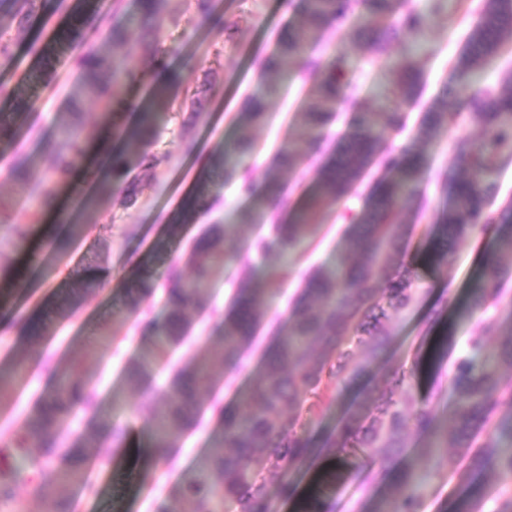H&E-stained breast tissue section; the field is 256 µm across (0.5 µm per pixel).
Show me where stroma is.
<instances>
[{
  "label": "stroma",
  "instance_id": "stroma-1",
  "mask_svg": "<svg viewBox=\"0 0 512 512\" xmlns=\"http://www.w3.org/2000/svg\"><path fill=\"white\" fill-rule=\"evenodd\" d=\"M298 4L299 0H218V13L235 25V36L228 40L220 28L198 24L193 0H173L171 16L156 33L165 53V67H150L137 47L128 48L129 65L149 70L151 82L166 81L173 71H209L222 83L223 92L206 104L191 132H184L182 115L161 114L164 132L154 149L165 154L166 160L154 179L144 184L134 206H125L116 194L82 209L81 231L68 238L66 247L60 250L33 241L20 250L0 245V270L13 269L18 273L16 284L10 289V316H42L63 296L69 272L87 264H97V274L103 281L102 290L85 299L76 317L61 319L52 336L31 343L21 337L18 328L0 331V363L20 364L24 372L21 387L0 393V427L18 425L36 399L49 389L47 363L62 366L82 358L94 379L101 405L110 408L113 420L125 428L126 445L136 444L155 403L129 386L124 375L128 361L147 347L143 336L134 330L132 320L121 312L125 281L143 265L157 267L162 259L185 256L203 225H229L226 246L233 250L243 249L255 235L254 225L233 220L234 213L245 210L248 202L232 185L215 189L208 214L198 223L184 225L179 234L169 233L167 219L181 209L189 187L198 183L201 157L235 136L246 99L265 93L257 61L276 50L297 14ZM407 5L430 14L427 41L432 54L423 71L418 104L403 108L407 128L390 138L397 150L415 145L420 115L448 83L453 62L477 18L476 13L465 11L461 0H407ZM356 28L357 22L352 19L344 30L329 29L314 53L326 68L336 57L345 56L368 105L377 109L384 103L380 92L389 86L392 76L384 69L382 60L377 59V53L356 38ZM306 93L303 81L292 78L270 96L267 117L253 131L255 156L251 166L256 181L271 175V161L301 112ZM76 101L83 104L86 135L96 137L102 113L87 100L81 71L68 64L57 70L50 88L40 91L37 110L19 123L10 145L0 146V157L28 154L33 177L41 178L49 163L46 147L54 141L58 123L67 119ZM448 109L455 112V120L436 141L425 146L430 164L420 190L428 206L422 214L406 212L400 216L411 231L410 252L416 270L414 300L386 322L391 336L386 351L375 359L357 356V363L365 367L364 374L353 382H335V402L317 413L300 410L297 431L316 437L333 429L343 408L351 401L361 400L364 393L383 399L398 396L390 374L398 366L411 368L414 359L429 350L436 336L431 319L439 309L445 310L447 318L455 322L448 354L431 376H411L407 383L437 414H448L455 406L448 388V369L453 359L467 349L475 318L464 314L463 308L470 285L489 252V242L475 234L455 243L444 264L431 266L422 261L436 217L449 201L446 179L456 166L457 143L476 132L475 125L460 116L459 98H449ZM361 203V198L352 196L332 208L304 260L290 267L282 294L269 304L244 352V369L217 395L203 396V422L182 437L174 464L124 460L117 450H109V463L92 464L89 470L96 494L90 496L82 488H73V512H167L218 430L213 400L241 407V397L252 375L261 366L276 330L287 317L289 299L299 292L310 267L334 262L346 218ZM351 467L348 461L321 459L314 466L295 472L291 477L292 496L284 497L277 489H270L273 512H300L304 499L316 490L323 473L328 471L338 475L327 497L336 512H369L376 499L394 495L395 488L388 478L363 485L350 481L346 473ZM498 488V479L491 472L472 482L449 480L448 467L443 464L430 480L422 512H468L476 500L482 502L484 512H493Z\"/></svg>",
  "mask_w": 512,
  "mask_h": 512
}]
</instances>
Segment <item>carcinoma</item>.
Instances as JSON below:
<instances>
[{"mask_svg": "<svg viewBox=\"0 0 512 512\" xmlns=\"http://www.w3.org/2000/svg\"><path fill=\"white\" fill-rule=\"evenodd\" d=\"M16 34L0 25V58L9 60L17 36L26 32L42 0H12ZM173 0H141V8L119 25L108 24V15L96 6L62 29L41 51V66L29 75L35 87L48 88L61 59L77 50L75 62L82 71L86 94L104 114L112 116V128L121 139L138 144L134 155L116 150L105 164L110 178L96 187V197L105 199L119 192L126 203L136 202L139 185L152 175L165 157L152 152L161 137L157 115L180 102L194 107L201 95H218L212 85L198 87L188 95L191 75L175 73L168 83L150 90L141 103L140 120L129 131L123 123L122 105L141 82L140 71L127 63L126 46L137 43L154 66L165 64L155 32L164 22ZM362 8L364 23L355 35L371 34L374 44L394 42L409 34L416 52L390 62L396 75L392 94L402 102L416 101L421 90L423 51L421 39L429 27L427 16L403 11V0H300L298 16L282 36L276 53L261 62L265 94L248 100L241 114L240 131L231 143L210 154L208 169L219 174L224 184H235L250 201V209L235 215L244 224H260L268 218L276 223L266 234L253 237L241 251L224 245L228 227L209 224L192 245L184 260L165 263L160 273L148 268L125 288L126 316L142 313L147 297L161 293V316L145 321L151 336L147 351L126 366L129 383L156 403L147 429L152 447L164 462L176 455L182 435L200 423L202 394L219 382L215 367L230 375L243 367L242 352L250 344L269 301L276 297L288 277V267L299 261L318 235L329 210L351 195L373 167L381 174L367 187L361 210L351 216L342 237L336 264L321 265L309 273L293 299L286 321L268 352L261 369L252 378L242 409L223 408L221 431L211 440L207 453L186 480L167 512H224L228 501L238 512H272L266 486L279 484L285 495L292 492L288 477L316 456L343 461L361 459L365 449L378 448L370 458L376 473L395 476L398 495L372 512H422L427 484L425 478L436 468L448 449L456 450V464L467 476L487 469L512 480V417L498 418L501 405L512 403V317L504 324L497 357H482L485 331L477 324L469 337L467 351L453 364L449 386L456 395L454 411L440 417L420 405L410 391L390 398L369 411L372 400L362 409L369 423L362 425L351 415L327 435L320 447L312 438L294 429L295 415L304 397L310 407L327 399L334 382L362 372L356 353L346 349L349 338L365 334L359 344L376 355L390 342L378 327L379 318L405 310L412 301L416 278L410 266L397 268L395 255H407L409 231L398 223L405 210L418 211L424 201L418 192L428 157L420 148L396 151L388 135L405 125L396 110L374 112L361 104L360 88L349 76L347 63L339 57L329 71L307 52L325 30H340ZM512 34V0H482L453 72L460 81L481 71L496 57L505 36ZM288 76L300 77L309 85L308 102L298 113L288 137L276 154V166L294 167L316 153L325 140L336 108L344 103L355 109V131L336 142L331 156L318 168L303 201L291 203L275 177L258 184L248 160L253 154L250 129L266 118V98L277 92ZM436 96L422 114L417 139L433 140L448 124L445 97ZM16 111L0 113V144L10 142L18 119L35 108V99L20 88L10 92ZM461 107L477 124L478 137L461 139L457 167L449 175L450 206L438 223L437 243L424 255L426 263L437 266L458 241L479 232L491 237L493 255L482 267L472 286L468 306L488 313L512 288V206L491 209L498 192L495 175L512 159V75L495 91L466 95ZM74 119L60 125L57 141L50 147L52 157L46 176L27 181L28 157L16 154L8 176L23 183L27 197L37 202L30 224L53 207L56 187L69 179L83 158L88 137L81 125V109L74 104ZM209 182L203 181L195 198L182 213L180 222L193 223L210 208ZM13 204L0 199V238L24 246L30 236L29 224L12 221ZM235 270L232 306L224 310L214 304L209 292L216 280ZM68 293L57 310L75 315L85 298L101 289V280L89 268L69 275ZM201 312L215 323L219 345L209 342L191 350L167 382L156 384L154 368L169 353L185 345L194 329L190 313ZM54 316L49 314L26 329L27 338L41 339L50 333ZM52 386L39 397L22 422L9 431L0 448V502L14 505V512H27L30 501H38L46 512H71V490L79 485L92 490L86 478L89 463L106 461L102 448L122 446L123 427L98 412V400L84 361L76 359L64 367L51 368ZM17 368L0 366V392L21 385ZM83 416V427L66 433V425ZM414 426L422 443L413 449V462L402 470L394 468L398 457L410 450L407 434Z\"/></svg>", "mask_w": 512, "mask_h": 512, "instance_id": "carcinoma-1", "label": "carcinoma"}]
</instances>
